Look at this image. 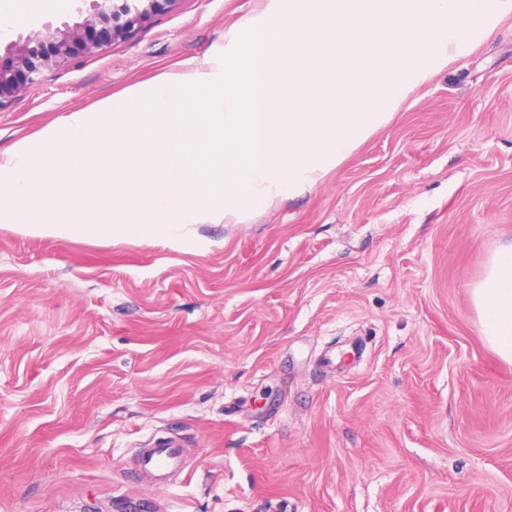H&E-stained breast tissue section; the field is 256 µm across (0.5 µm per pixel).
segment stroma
Masks as SVG:
<instances>
[{
	"mask_svg": "<svg viewBox=\"0 0 512 512\" xmlns=\"http://www.w3.org/2000/svg\"><path fill=\"white\" fill-rule=\"evenodd\" d=\"M264 0H177L0 107V152L203 60ZM89 0L0 28L81 20ZM187 243L0 228V512H512V14L311 190ZM184 442L166 485L128 473ZM471 298L487 343L512 363V243L489 257Z\"/></svg>",
	"mask_w": 512,
	"mask_h": 512,
	"instance_id": "35a3bbf8",
	"label": "stroma"
}]
</instances>
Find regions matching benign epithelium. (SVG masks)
Listing matches in <instances>:
<instances>
[{
    "label": "benign epithelium",
    "instance_id": "benign-epithelium-1",
    "mask_svg": "<svg viewBox=\"0 0 512 512\" xmlns=\"http://www.w3.org/2000/svg\"><path fill=\"white\" fill-rule=\"evenodd\" d=\"M176 0H90L83 20L11 42L0 54V107L38 81L48 69H66L90 54L106 53L116 40L129 38Z\"/></svg>",
    "mask_w": 512,
    "mask_h": 512
}]
</instances>
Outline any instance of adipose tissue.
<instances>
[{"instance_id": "1", "label": "adipose tissue", "mask_w": 512, "mask_h": 512, "mask_svg": "<svg viewBox=\"0 0 512 512\" xmlns=\"http://www.w3.org/2000/svg\"><path fill=\"white\" fill-rule=\"evenodd\" d=\"M487 343L512 363V244L495 251L481 279L471 288Z\"/></svg>"}]
</instances>
